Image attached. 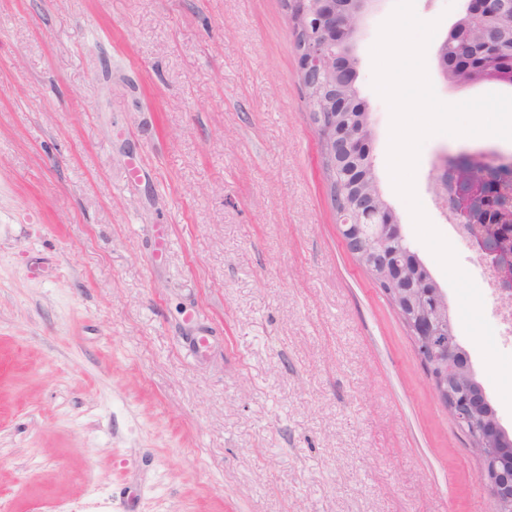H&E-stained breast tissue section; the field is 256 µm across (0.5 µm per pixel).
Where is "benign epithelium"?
Returning <instances> with one entry per match:
<instances>
[{"label":"benign epithelium","mask_w":512,"mask_h":512,"mask_svg":"<svg viewBox=\"0 0 512 512\" xmlns=\"http://www.w3.org/2000/svg\"><path fill=\"white\" fill-rule=\"evenodd\" d=\"M385 0H288L290 30L302 32L296 49L301 82L314 77L330 93L331 111L311 113L325 147L330 170L349 165L362 171L373 164L372 130L359 123L367 111L363 99L337 93L355 84L356 48L367 18ZM512 0H462L460 19L449 28L436 61L443 79L463 87L512 88ZM457 45L448 54V43ZM357 178L344 198L346 217L339 225L344 244L362 264L397 312L409 318L408 329L419 358L427 365L440 403L461 426H470L478 440L496 439L497 422L483 412L486 397L468 390L470 367L449 348L433 344L449 320L448 300L421 272L418 255L402 257L389 243L403 237L400 219L381 191ZM433 192L442 210L464 225L468 246L497 277L504 296L512 294V155L484 150L442 154L432 172ZM470 451L482 462L480 480L500 512L512 509V445Z\"/></svg>","instance_id":"7a95c632"}]
</instances>
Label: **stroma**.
Returning a JSON list of instances; mask_svg holds the SVG:
<instances>
[{
	"label": "stroma",
	"instance_id": "1",
	"mask_svg": "<svg viewBox=\"0 0 512 512\" xmlns=\"http://www.w3.org/2000/svg\"><path fill=\"white\" fill-rule=\"evenodd\" d=\"M380 187L456 293L388 170ZM284 0H0L6 512H497L406 326L340 238ZM495 136L435 135L441 153ZM206 337L194 351L197 337Z\"/></svg>",
	"mask_w": 512,
	"mask_h": 512
}]
</instances>
